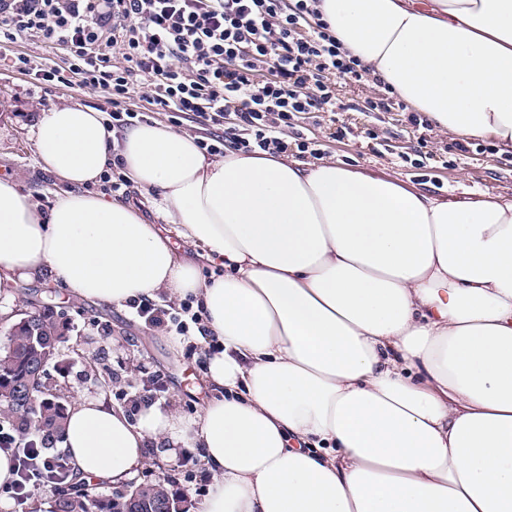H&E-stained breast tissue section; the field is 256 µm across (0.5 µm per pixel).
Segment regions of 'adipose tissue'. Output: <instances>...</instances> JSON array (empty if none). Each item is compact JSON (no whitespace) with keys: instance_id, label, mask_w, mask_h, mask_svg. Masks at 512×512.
I'll list each match as a JSON object with an SVG mask.
<instances>
[{"instance_id":"obj_1","label":"adipose tissue","mask_w":512,"mask_h":512,"mask_svg":"<svg viewBox=\"0 0 512 512\" xmlns=\"http://www.w3.org/2000/svg\"><path fill=\"white\" fill-rule=\"evenodd\" d=\"M344 48L439 132L512 152V0H317ZM41 212L0 180V294L53 274L104 303L193 297L219 392L192 422L102 395L71 406L79 480L120 484L151 436L202 449L201 512H512V196L441 201L287 155L209 157L154 121L42 110ZM168 229L90 192L113 157ZM221 260L201 278L171 238Z\"/></svg>"}]
</instances>
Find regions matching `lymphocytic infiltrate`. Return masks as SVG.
<instances>
[{
    "label": "lymphocytic infiltrate",
    "mask_w": 512,
    "mask_h": 512,
    "mask_svg": "<svg viewBox=\"0 0 512 512\" xmlns=\"http://www.w3.org/2000/svg\"><path fill=\"white\" fill-rule=\"evenodd\" d=\"M313 0H0V46L37 38L49 57L26 54L8 68L44 90L102 93L113 133L167 115L198 127L196 144L210 156L226 151L277 156L289 146L317 155L297 119L325 112H387L399 101L384 92L363 103L341 100L339 82L373 81L344 52ZM62 52L55 61L53 52ZM293 130L286 140L285 130ZM154 326L185 333L202 313L187 303H129Z\"/></svg>",
    "instance_id": "1"
}]
</instances>
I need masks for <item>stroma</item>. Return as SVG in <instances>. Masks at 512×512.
<instances>
[{
  "label": "stroma",
  "mask_w": 512,
  "mask_h": 512,
  "mask_svg": "<svg viewBox=\"0 0 512 512\" xmlns=\"http://www.w3.org/2000/svg\"><path fill=\"white\" fill-rule=\"evenodd\" d=\"M71 101L95 109L103 99L69 88L47 93L28 76L0 67V178L19 182L45 209L65 186L42 169L35 127L41 109ZM340 119L352 129L344 139L335 137V127L327 114L303 122L310 137L319 141L323 158H336L367 174L399 181L446 200L472 199L486 192L512 195V153L492 149L481 154H459L453 138L436 130L420 135L404 112H344ZM422 144L431 158L426 167L419 169L409 160ZM25 286L51 300L71 327L70 345L81 352L74 361L51 368L57 385L70 387L77 396L107 390L113 405L126 410L130 397L141 394L160 373L165 377V389L157 393L152 407L180 414L189 421L211 397L200 370L204 357L194 349L201 341L199 333L181 336L146 324L125 305L75 298L50 274L26 281ZM145 454L147 461L133 476V483L166 485L184 494L188 512H198L210 481L202 477L200 467L185 463L184 458L189 454L201 457V449L182 447L171 454L151 437Z\"/></svg>",
  "instance_id": "stroma-1"
}]
</instances>
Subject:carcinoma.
<instances>
[{
	"label": "carcinoma",
	"instance_id": "cac0c4a2",
	"mask_svg": "<svg viewBox=\"0 0 512 512\" xmlns=\"http://www.w3.org/2000/svg\"><path fill=\"white\" fill-rule=\"evenodd\" d=\"M29 314L36 318L33 329L21 328L13 339V358L0 366V391H14L15 386L29 374V361L35 359L36 352L30 344V332L40 335V348H52L54 344L67 342L68 325L48 308L30 304ZM39 416L43 422V441L38 445L39 459L50 458L57 448L56 440L62 436L68 415V407L56 403L49 387L37 395ZM72 472L59 465L42 466L39 477L54 484L68 483L70 489L60 493L55 499L54 512H114L124 508L128 512H187L184 495L160 484H139L130 487L125 493L109 498L104 495L92 497L87 492V483H77L71 479Z\"/></svg>",
	"mask_w": 512,
	"mask_h": 512
}]
</instances>
